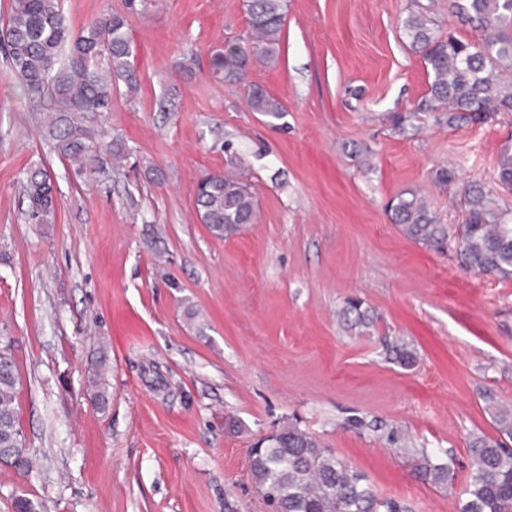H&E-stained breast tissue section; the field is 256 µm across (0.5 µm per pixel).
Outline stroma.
<instances>
[{"mask_svg":"<svg viewBox=\"0 0 512 512\" xmlns=\"http://www.w3.org/2000/svg\"><path fill=\"white\" fill-rule=\"evenodd\" d=\"M72 27L124 14L139 86H118L101 162L77 170L34 119L38 96L0 53V348L21 378L18 423L32 470L0 466V512H269L248 450L288 422L410 512H458L471 435L512 406V280L460 267L406 238L387 202L410 190L462 221L461 184L493 187L512 113L456 127L392 112L428 89L400 19L409 0H285L278 58L245 83L208 70L246 36L245 0H61ZM283 118L250 111L249 86ZM244 150L257 216L219 239L196 212L198 181ZM45 168L56 201L31 224L18 183ZM456 182L440 189L436 168ZM358 298L370 327L346 324ZM416 352L406 368L387 348ZM107 349L109 404L87 388ZM448 450L452 486L418 479L407 451Z\"/></svg>","mask_w":512,"mask_h":512,"instance_id":"obj_1","label":"stroma"}]
</instances>
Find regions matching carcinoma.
<instances>
[{"mask_svg": "<svg viewBox=\"0 0 512 512\" xmlns=\"http://www.w3.org/2000/svg\"><path fill=\"white\" fill-rule=\"evenodd\" d=\"M284 0H247V41H227L209 58L211 75L226 83L246 79L253 62L276 55L285 21ZM449 8L477 32L466 41L440 33L428 8L416 5L401 19L409 47L420 54L428 74V92L407 112L389 116L392 130L405 135L417 129L422 112L436 113L439 123L486 121L512 112V0H449ZM0 50L13 73L31 91L42 94L40 127L58 155L100 163L99 131L87 124L88 113L108 112L119 82L138 85L135 46L125 16L108 14L81 31L67 23L60 0H11L6 37ZM253 112L279 120L281 101L259 87H249ZM498 183L512 187V152L499 157ZM31 224H51L55 200L49 175L27 173L21 183ZM464 221L442 224L425 198L413 191L388 205L390 220L410 240L429 249L453 246L460 266L470 272L512 279V211L500 209L493 191L472 182L461 188ZM203 223L218 238L238 235L256 216L250 187L236 177L210 175L200 182L195 199ZM356 325L373 323L361 303L351 300L343 311ZM20 384L15 364L0 358V448L19 434L15 406ZM496 435L477 434L469 442V482L460 512H512V407L494 409ZM416 470L431 484H445L453 472L440 451H416ZM256 488L268 495L278 512H407L392 499H381L365 475L337 457L296 424L282 426L248 452Z\"/></svg>", "mask_w": 512, "mask_h": 512, "instance_id": "carcinoma-1", "label": "carcinoma"}]
</instances>
